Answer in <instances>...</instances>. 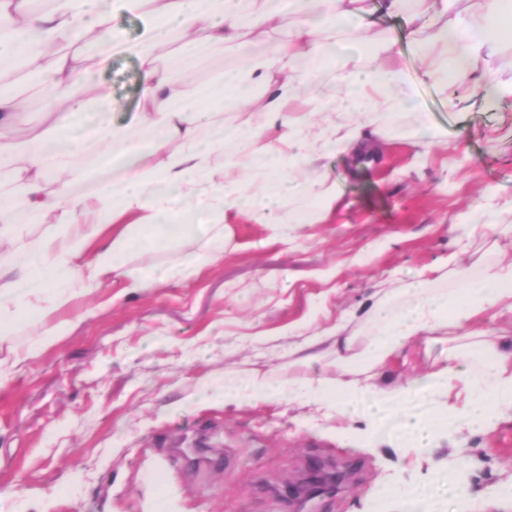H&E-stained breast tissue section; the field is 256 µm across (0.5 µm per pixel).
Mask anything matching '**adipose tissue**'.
Masks as SVG:
<instances>
[{
    "mask_svg": "<svg viewBox=\"0 0 512 512\" xmlns=\"http://www.w3.org/2000/svg\"><path fill=\"white\" fill-rule=\"evenodd\" d=\"M458 0H383L406 19L404 38L439 91L471 87L490 102L512 94L493 67L505 0H479L478 17L456 14ZM374 0H0V170L23 199L0 196V340L26 316L50 317L107 283L136 294L201 276L224 258L229 227L261 224L269 239L303 238L341 198L327 159L348 154L356 168L375 163L388 140L380 114L410 109L412 89L393 38L365 34ZM145 15L135 52L140 74L131 123L117 122L101 75L126 46L118 14ZM357 33L355 51L336 36ZM162 44L175 47L160 56ZM235 60L185 81L180 61ZM23 58L39 91L40 118L13 88ZM240 112L225 126L224 109ZM320 176L310 181L307 167ZM313 208L285 218L283 198ZM45 225L33 240L27 226ZM192 251H184V243ZM174 251L168 266L133 264L134 254ZM512 313V262L482 276L455 271L451 288L417 277L378 291L349 331L337 321L308 337L293 362L331 358L329 376L277 384L270 372L232 373L210 388L227 406L309 398L333 403L352 422L368 412L372 436L388 421L417 448L432 447L436 420L489 431L512 415V340L457 345L460 330L488 313ZM446 334L448 353L432 373L391 385L387 366L416 337Z\"/></svg>",
    "mask_w": 512,
    "mask_h": 512,
    "instance_id": "ef3b65f1",
    "label": "adipose tissue"
}]
</instances>
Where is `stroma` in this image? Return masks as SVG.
<instances>
[{
    "mask_svg": "<svg viewBox=\"0 0 512 512\" xmlns=\"http://www.w3.org/2000/svg\"><path fill=\"white\" fill-rule=\"evenodd\" d=\"M128 50L105 78L119 118L134 111L141 19L117 18ZM405 69L414 108L397 114L377 165L352 174L337 156L342 200L332 220L308 224L300 244L268 241L260 224H235L223 263L199 278L137 295L121 284L92 292L95 318L76 325L0 386V512H266L314 465L345 480L315 498L313 512H371L387 487L403 493L441 478L466 484L478 501L512 475V420L493 431L452 432L421 450L373 443L365 419L341 445L333 406L299 403L226 407L199 399L203 382L231 372L308 376L288 351L306 336L395 288L455 260L481 273L512 261V236L475 231L468 249L448 227L486 189L512 199V96L489 105L466 88L438 94L411 50ZM447 129V143L418 158L416 113ZM448 345L416 339L387 369L406 384L428 373ZM201 448L229 462L199 463ZM286 498V497H285Z\"/></svg>",
    "mask_w": 512,
    "mask_h": 512,
    "instance_id": "1",
    "label": "stroma"
}]
</instances>
